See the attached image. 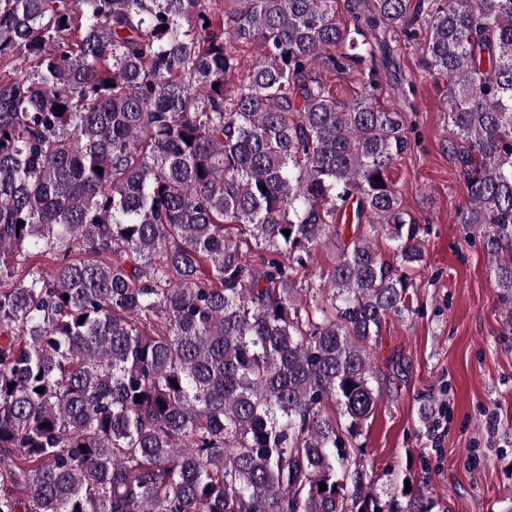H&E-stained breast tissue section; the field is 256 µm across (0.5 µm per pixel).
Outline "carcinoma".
Masks as SVG:
<instances>
[{
  "label": "carcinoma",
  "mask_w": 512,
  "mask_h": 512,
  "mask_svg": "<svg viewBox=\"0 0 512 512\" xmlns=\"http://www.w3.org/2000/svg\"><path fill=\"white\" fill-rule=\"evenodd\" d=\"M335 4L0 0V512H436L362 459L425 260L376 91L421 41L511 332L512 0ZM329 78L338 100L350 101L360 93V85L354 77L336 73V76L330 75Z\"/></svg>",
  "instance_id": "obj_1"
}]
</instances>
